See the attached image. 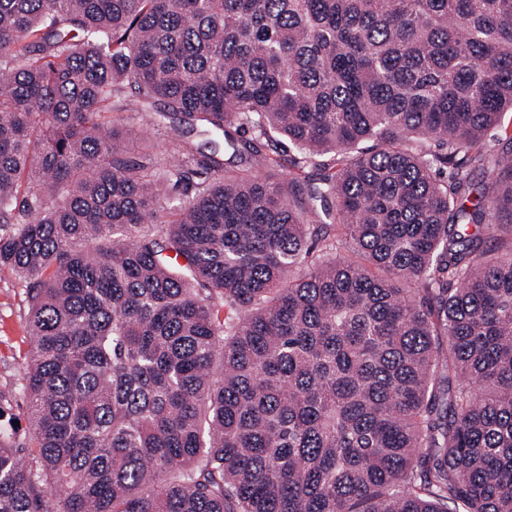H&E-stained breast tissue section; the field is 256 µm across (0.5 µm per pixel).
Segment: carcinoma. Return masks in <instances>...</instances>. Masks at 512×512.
I'll use <instances>...</instances> for the list:
<instances>
[{
  "instance_id": "1",
  "label": "carcinoma",
  "mask_w": 512,
  "mask_h": 512,
  "mask_svg": "<svg viewBox=\"0 0 512 512\" xmlns=\"http://www.w3.org/2000/svg\"><path fill=\"white\" fill-rule=\"evenodd\" d=\"M506 112L512 0H0V512H512ZM25 285L12 268L0 267V393H12L2 404L3 420H16L19 435L28 440V415L18 392L31 350Z\"/></svg>"
}]
</instances>
